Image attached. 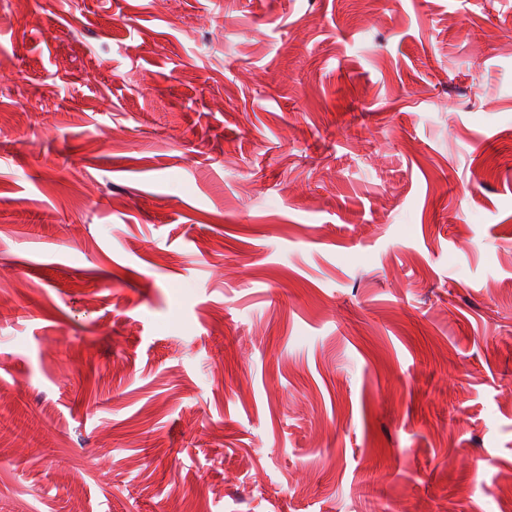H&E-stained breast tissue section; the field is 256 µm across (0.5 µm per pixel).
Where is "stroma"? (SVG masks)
Wrapping results in <instances>:
<instances>
[{"instance_id":"obj_1","label":"stroma","mask_w":512,"mask_h":512,"mask_svg":"<svg viewBox=\"0 0 512 512\" xmlns=\"http://www.w3.org/2000/svg\"><path fill=\"white\" fill-rule=\"evenodd\" d=\"M512 0H0V512H512Z\"/></svg>"}]
</instances>
